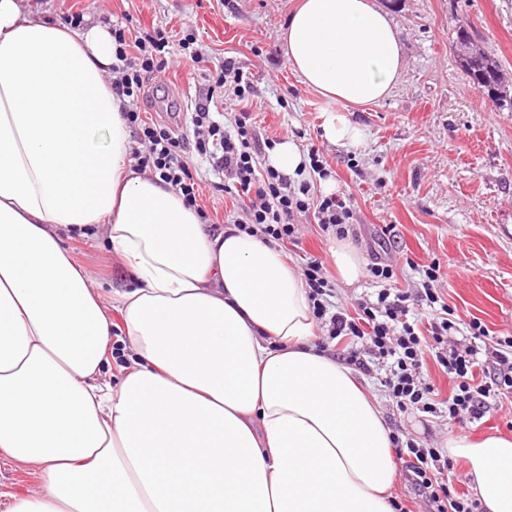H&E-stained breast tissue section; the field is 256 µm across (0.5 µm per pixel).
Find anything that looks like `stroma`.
<instances>
[{"instance_id":"obj_1","label":"stroma","mask_w":512,"mask_h":512,"mask_svg":"<svg viewBox=\"0 0 512 512\" xmlns=\"http://www.w3.org/2000/svg\"><path fill=\"white\" fill-rule=\"evenodd\" d=\"M295 2L35 0L56 19L74 6L107 27L128 20L143 30L158 25L193 33L200 62L172 49L163 81L142 106L147 120L176 121L186 134L217 69L235 61L253 92L243 102L229 90L215 92L211 111L228 127L248 112L259 138L292 142L304 155L319 149L330 175L315 178L316 192L354 196L348 238L364 263L396 264L411 316H428L420 283L423 266L435 260L446 273L440 296L448 306L497 336H512V112L495 108L469 82L455 48L459 27H466L512 81V0H376L400 32L404 69L389 98L346 111L363 136L344 146L323 132L333 104L301 83L282 52L280 28ZM189 164L213 222L232 223L234 202L216 189L221 175L197 155ZM59 236L78 264L97 273L104 296L128 282L104 236L81 238L71 230ZM384 377L378 370L365 380L393 434L442 449L456 437L512 433V394L489 398L481 419L463 425L399 410Z\"/></svg>"}]
</instances>
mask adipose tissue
Masks as SVG:
<instances>
[{
    "label": "adipose tissue",
    "instance_id": "ef3b65f1",
    "mask_svg": "<svg viewBox=\"0 0 512 512\" xmlns=\"http://www.w3.org/2000/svg\"><path fill=\"white\" fill-rule=\"evenodd\" d=\"M281 40L336 106L326 138L358 142L339 108L383 101L404 68L389 14L299 0ZM113 61L106 29L0 0V459L39 477L7 512H392V432L364 379L313 346L299 269L236 225L205 231L134 166ZM65 227L104 231L130 274L113 313ZM448 448L485 512H512V434Z\"/></svg>",
    "mask_w": 512,
    "mask_h": 512
}]
</instances>
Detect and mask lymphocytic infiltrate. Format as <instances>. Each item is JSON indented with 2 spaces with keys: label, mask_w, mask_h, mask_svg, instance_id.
Returning <instances> with one entry per match:
<instances>
[{
  "label": "lymphocytic infiltrate",
  "mask_w": 512,
  "mask_h": 512,
  "mask_svg": "<svg viewBox=\"0 0 512 512\" xmlns=\"http://www.w3.org/2000/svg\"><path fill=\"white\" fill-rule=\"evenodd\" d=\"M117 74L112 91L120 98L140 99L147 80L157 77L167 65L169 36L165 29L135 36L129 28L112 27ZM133 129L137 148L133 152L139 170L149 171L178 193L185 206L193 209L201 223L211 217L200 204V185L188 163L189 154L210 159L223 172L225 194L239 198L244 216L238 219L241 231L261 235L269 242L294 243L298 240V219L313 217L322 231L347 237L353 224L352 197L316 194L310 180H291L274 167L258 169L262 149L273 148V139L259 140L249 113H241L234 129L211 117L208 102H200L191 114L193 136L178 133L169 125L143 119L140 110L129 108L123 114ZM302 275L309 290L313 315L328 326L330 339L350 343L346 361L363 372L378 367L387 370L385 386L400 409L415 408L425 413L445 412L449 421L480 419L487 398L512 391V336L495 339L492 349L481 350V340L490 337L480 321L469 324L468 345L448 338L456 328V312L442 306L440 316L422 333L417 323L408 321V294L394 288L393 265L372 264L369 272L382 284L376 301L358 303L355 312L332 309L330 299L336 285L319 258L308 257ZM433 352L436 363L451 375L455 386L445 408H438L434 388L423 376L424 354ZM399 455L406 458L408 477L424 500L426 512H480L479 499L452 491L437 477L441 455L414 439H394Z\"/></svg>",
  "instance_id": "lymphocytic-infiltrate-1"
}]
</instances>
